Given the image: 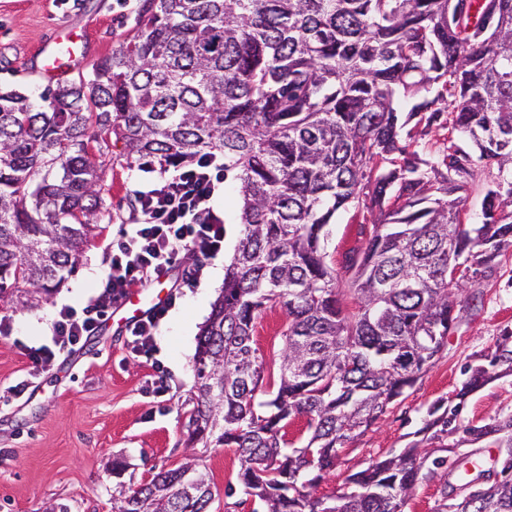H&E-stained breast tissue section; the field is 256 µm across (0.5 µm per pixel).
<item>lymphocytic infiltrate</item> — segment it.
<instances>
[{
    "instance_id": "f902f5d3",
    "label": "lymphocytic infiltrate",
    "mask_w": 512,
    "mask_h": 512,
    "mask_svg": "<svg viewBox=\"0 0 512 512\" xmlns=\"http://www.w3.org/2000/svg\"><path fill=\"white\" fill-rule=\"evenodd\" d=\"M224 190V160L208 154L193 165L163 170L136 190V209L121 238L110 243V271L81 307L64 306L51 323L49 343L25 347L32 372L49 368L96 335L131 288L168 276L182 249L203 258L224 249V215L214 206Z\"/></svg>"
}]
</instances>
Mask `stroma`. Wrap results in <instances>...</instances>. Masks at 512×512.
<instances>
[{
	"mask_svg": "<svg viewBox=\"0 0 512 512\" xmlns=\"http://www.w3.org/2000/svg\"><path fill=\"white\" fill-rule=\"evenodd\" d=\"M142 0H0V88L44 89L34 72L39 48L61 28L83 32L86 61L111 54L135 31ZM112 161L101 183L105 208L100 232L78 271L46 302L7 312L11 334L0 336V512H112V496L122 485L150 479L154 470L184 462L186 425L193 407V357L196 336L224 286V269L238 239L232 188L215 200L227 233L224 252L206 263L200 284L181 290L156 338L151 358L131 354L125 334L105 321L96 336L75 354L59 357L36 377L22 348L48 342L61 306H80L108 272L106 247L116 241L133 213L134 191L144 179L140 161L128 158L122 142L112 143ZM367 209L340 212L331 227L327 251L334 263L360 247ZM465 319L448 334L436 364L391 404L365 435L339 452L336 467L317 493L333 496L346 489L347 477L371 460L422 443L426 410L438 399L454 398L466 363L491 354L504 330H512V264L467 283L462 295ZM284 309L268 304L258 318L254 340L266 370L265 384L277 380ZM170 377V389L155 397L146 391L155 367ZM29 380L23 398L9 388ZM512 414V370L470 393L463 422L483 425ZM203 463L215 495V512H257L259 503L237 485L240 461L231 448H210Z\"/></svg>",
	"mask_w": 512,
	"mask_h": 512,
	"instance_id": "35a3bbf8",
	"label": "stroma"
}]
</instances>
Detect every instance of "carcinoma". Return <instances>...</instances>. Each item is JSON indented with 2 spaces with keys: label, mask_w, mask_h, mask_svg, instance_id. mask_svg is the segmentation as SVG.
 Wrapping results in <instances>:
<instances>
[{
  "label": "carcinoma",
  "mask_w": 512,
  "mask_h": 512,
  "mask_svg": "<svg viewBox=\"0 0 512 512\" xmlns=\"http://www.w3.org/2000/svg\"><path fill=\"white\" fill-rule=\"evenodd\" d=\"M434 124L448 131L441 157L414 134ZM112 135L148 163L224 154L239 238L196 338L189 444L235 449L238 484L264 512H405L424 477L463 487L488 472L474 451L432 459L415 444L351 474L349 491L315 494L339 449L435 363L462 281L512 258V0H142L134 35L88 74L36 98L0 91V311L43 303L77 269ZM364 182L378 215L337 267L329 226ZM270 302L287 322L279 383L263 391L254 332ZM511 338L464 367L458 403L427 410L434 439L504 445L484 500L446 491L437 512H512V414L456 424L462 400L512 368ZM296 415L310 434L290 449ZM212 503L190 453L112 512Z\"/></svg>",
  "instance_id": "carcinoma-1"
}]
</instances>
